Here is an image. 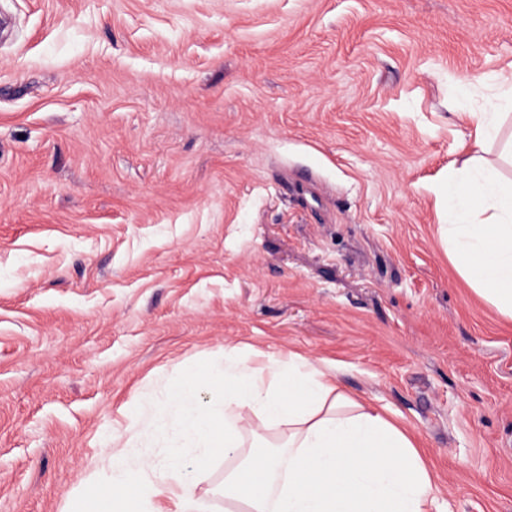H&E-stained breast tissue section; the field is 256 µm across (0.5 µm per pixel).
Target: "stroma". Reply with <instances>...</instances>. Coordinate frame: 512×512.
<instances>
[{
    "label": "stroma",
    "mask_w": 512,
    "mask_h": 512,
    "mask_svg": "<svg viewBox=\"0 0 512 512\" xmlns=\"http://www.w3.org/2000/svg\"><path fill=\"white\" fill-rule=\"evenodd\" d=\"M510 71L512 0H0V512H70L228 349L335 362L512 512V320L438 196Z\"/></svg>",
    "instance_id": "obj_1"
}]
</instances>
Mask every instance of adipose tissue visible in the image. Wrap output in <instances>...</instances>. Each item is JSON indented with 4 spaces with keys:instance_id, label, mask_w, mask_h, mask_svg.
Returning <instances> with one entry per match:
<instances>
[{
    "instance_id": "adipose-tissue-1",
    "label": "adipose tissue",
    "mask_w": 512,
    "mask_h": 512,
    "mask_svg": "<svg viewBox=\"0 0 512 512\" xmlns=\"http://www.w3.org/2000/svg\"><path fill=\"white\" fill-rule=\"evenodd\" d=\"M448 247L460 275L503 316L512 319V191L498 171L474 160L448 178ZM484 209L486 224L463 222ZM219 392L206 407L200 387ZM135 424L167 444L166 483L144 479L148 460L125 453L112 437L104 478L147 504L162 493L176 512H201L187 487L218 456L233 461L224 477V512H433L438 487L410 436L371 406L352 400L334 366L296 354L269 356L258 369L235 353L203 364L163 401L134 407ZM287 427L283 451L252 446L262 431Z\"/></svg>"
}]
</instances>
